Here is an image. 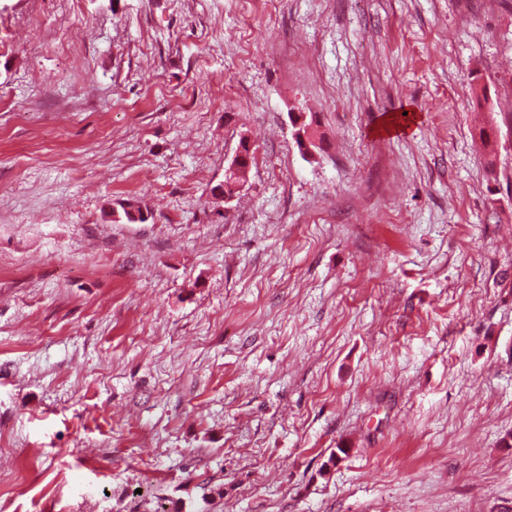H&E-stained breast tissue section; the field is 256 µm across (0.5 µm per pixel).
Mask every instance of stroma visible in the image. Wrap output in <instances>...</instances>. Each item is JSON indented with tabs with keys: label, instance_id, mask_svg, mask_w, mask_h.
<instances>
[{
	"label": "stroma",
	"instance_id": "stroma-1",
	"mask_svg": "<svg viewBox=\"0 0 512 512\" xmlns=\"http://www.w3.org/2000/svg\"><path fill=\"white\" fill-rule=\"evenodd\" d=\"M511 438L512 0H0V512H512ZM290 120L295 128V136L300 140L306 152H312L318 146L314 123L307 125L306 117L298 112L290 114ZM251 160V145L244 138H241L235 155L225 172L224 184L215 190V193L224 199V203L228 202L242 187L243 183L237 178V174L243 165H247V167H249Z\"/></svg>",
	"mask_w": 512,
	"mask_h": 512
}]
</instances>
